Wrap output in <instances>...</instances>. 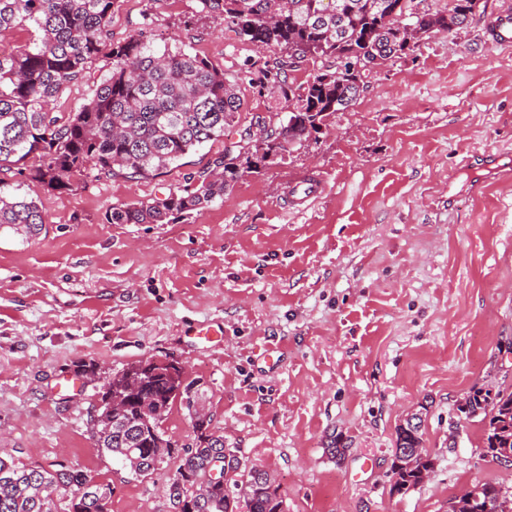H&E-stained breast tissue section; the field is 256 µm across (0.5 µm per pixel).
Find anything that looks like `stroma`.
I'll list each match as a JSON object with an SVG mask.
<instances>
[{"label":"stroma","instance_id":"obj_1","mask_svg":"<svg viewBox=\"0 0 512 512\" xmlns=\"http://www.w3.org/2000/svg\"><path fill=\"white\" fill-rule=\"evenodd\" d=\"M503 7L512 0H481L463 28L387 62L316 140L184 222L107 217L213 168L223 142L154 179L93 172L62 192L0 173L46 225L0 237V456L111 484L108 512H174L178 458L134 474L90 428L112 373L174 360L212 431L274 475L286 512H448L478 482L512 494V466L483 458L481 423L456 411L472 386L512 387V180L463 163L512 155V48L483 38ZM139 28L234 77L241 124L268 114L240 71L257 47L197 0H119L113 41ZM108 74L96 61L56 111H78ZM308 173L321 195L292 212L288 189ZM202 323L223 335L197 338ZM419 411L435 466L401 495L396 430ZM335 434L340 463L326 453Z\"/></svg>","mask_w":512,"mask_h":512}]
</instances>
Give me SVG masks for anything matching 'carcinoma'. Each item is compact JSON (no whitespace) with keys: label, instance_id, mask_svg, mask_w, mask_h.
<instances>
[{"label":"carcinoma","instance_id":"cac0c4a2","mask_svg":"<svg viewBox=\"0 0 512 512\" xmlns=\"http://www.w3.org/2000/svg\"><path fill=\"white\" fill-rule=\"evenodd\" d=\"M119 0H0V36L30 25L41 33L21 49L0 50V173L28 174L54 191H66L73 176L93 170L142 178L215 142L236 128L237 140L224 145L216 167L197 173L182 189L151 202L115 207L111 224H168L208 207L247 174L257 173L271 156L320 133L328 118L343 112L365 87L368 74L354 68L364 58L391 60L394 47L413 50L432 33L462 27L474 0H448L443 10H420L423 0H198L200 13L224 20L237 41L270 53L245 60L254 92L274 100L272 116L255 115L238 127L236 87L203 57L182 48L158 50L138 29L123 42L112 41L109 24ZM108 60V77L79 111L55 112L52 104L83 79L97 59ZM316 67L311 80L296 85L290 72L300 63ZM262 132L259 144L244 145L250 128ZM44 217L37 203L9 190L0 180V227L32 234ZM174 360L139 362L112 375L101 401L118 393L126 400L122 423L99 448L136 474H146L178 452L164 439L161 424L179 390L192 388ZM150 396V414L140 406ZM466 418L481 417L482 455L500 462L512 452V390L472 387ZM396 447L410 457L392 470V491L405 494L433 471L423 449V432L398 427ZM224 484L211 481V470ZM171 497L189 498L194 512H285L272 475L224 445V436L198 426L184 450ZM69 492L66 512H102L97 492L110 488L82 470L52 472L0 457V512H50L47 495ZM503 490L476 483L454 497L448 512H475L480 505L497 512Z\"/></svg>","mask_w":512,"mask_h":512}]
</instances>
